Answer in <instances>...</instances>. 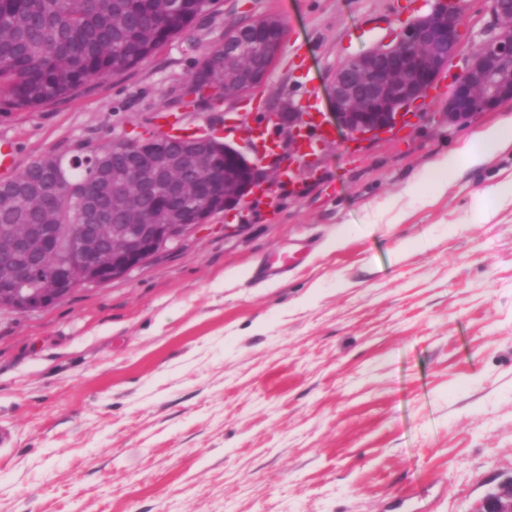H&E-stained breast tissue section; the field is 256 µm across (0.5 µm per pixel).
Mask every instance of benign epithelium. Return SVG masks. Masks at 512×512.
<instances>
[{
  "instance_id": "obj_1",
  "label": "benign epithelium",
  "mask_w": 512,
  "mask_h": 512,
  "mask_svg": "<svg viewBox=\"0 0 512 512\" xmlns=\"http://www.w3.org/2000/svg\"><path fill=\"white\" fill-rule=\"evenodd\" d=\"M495 33L471 48L465 69L456 77L442 116L450 125L469 122L512 101V8L491 0ZM252 40L224 57V98L233 99L261 85L280 53L285 33L272 16L252 21ZM465 22L451 0H434L431 10L407 22L394 39L347 60L329 77L331 116L336 129L368 139L393 129L440 79L461 50ZM302 112H270L266 124L288 126V158L277 152L254 153L224 144V165L211 158L205 139L163 149L159 132L139 143L131 164L146 172L134 191L126 169H112V223L102 222L101 200L84 198L77 232L57 248L47 224H8L0 231V309L19 313L46 309L79 287L91 288L122 277L159 250L192 234L217 202L239 208L256 189H270L268 170L290 169L297 161L295 139L304 128ZM205 206L189 223L176 203L187 195ZM148 214L152 221L135 224ZM57 258L49 269L31 257L46 252ZM478 512H512V478L483 501Z\"/></svg>"
}]
</instances>
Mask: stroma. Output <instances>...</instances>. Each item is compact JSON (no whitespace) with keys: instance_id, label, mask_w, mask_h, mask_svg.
I'll list each match as a JSON object with an SVG mask.
<instances>
[{"instance_id":"obj_1","label":"stroma","mask_w":512,"mask_h":512,"mask_svg":"<svg viewBox=\"0 0 512 512\" xmlns=\"http://www.w3.org/2000/svg\"><path fill=\"white\" fill-rule=\"evenodd\" d=\"M433 0H213L136 70L0 109L16 170L170 121L239 139L250 113L330 110L328 79ZM464 48L487 0H460ZM286 36L266 81L207 108L184 89L225 31ZM456 59L394 134L322 144L293 181L38 312L0 310V512H478L512 477V149L436 168L512 102L441 113ZM297 255L286 275L253 273Z\"/></svg>"}]
</instances>
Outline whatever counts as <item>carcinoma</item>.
<instances>
[{
	"instance_id": "1",
	"label": "carcinoma",
	"mask_w": 512,
	"mask_h": 512,
	"mask_svg": "<svg viewBox=\"0 0 512 512\" xmlns=\"http://www.w3.org/2000/svg\"><path fill=\"white\" fill-rule=\"evenodd\" d=\"M211 0H6L0 9V105L36 110L68 101L94 81L126 74L204 15ZM239 25L190 78L198 100L224 98V49L247 37ZM135 142L77 156L71 178L94 188L98 171L121 166ZM57 161L39 157L0 192L2 224H74L76 202L56 183Z\"/></svg>"
}]
</instances>
